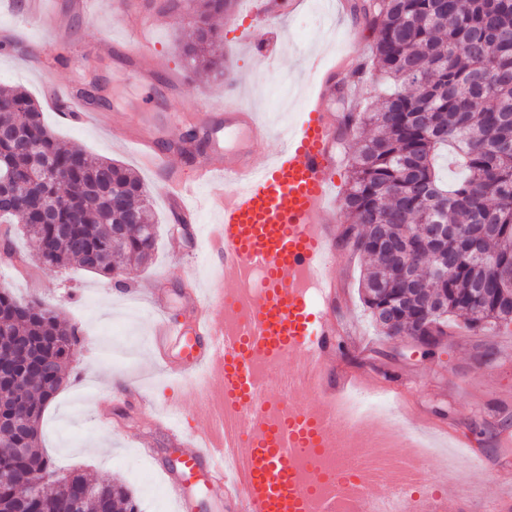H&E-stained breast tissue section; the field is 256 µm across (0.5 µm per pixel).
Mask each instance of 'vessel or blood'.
<instances>
[{
    "mask_svg": "<svg viewBox=\"0 0 512 512\" xmlns=\"http://www.w3.org/2000/svg\"><path fill=\"white\" fill-rule=\"evenodd\" d=\"M90 0H72L69 11L48 13L43 0H28L23 21H38L55 30L67 27L75 13L88 12ZM250 17L271 33L281 27L271 0H250ZM166 15L146 0H128L123 26L139 47L125 52L119 44L103 42L90 51H73L70 64L87 57L114 56L127 70H138L147 52L149 29L164 26ZM355 66L354 58L318 65L313 95L302 125L289 132L285 145L265 163L254 160L269 137L266 125L239 100L242 79L232 61L224 63V103L208 114L203 127L215 132L243 130L242 147L224 149L213 142L196 164V178L186 181L169 165L167 155L153 149L152 129L145 124L128 130L127 141L141 145L142 162L164 173L167 199L185 223L197 226L198 213L187 202L195 188L207 191V201L220 217L210 236L211 255L219 269L210 293L195 289L188 296L190 324L165 320L151 340L154 354L169 372L204 387L219 386V408L200 410V433L179 443V473H166L169 496L178 512H192L186 481L202 473L221 512H336V501L351 498L353 512H366L383 498L381 486L363 481L323 492L319 471L299 476L300 458L333 459L345 466L340 451L348 434L335 413L358 386L373 385L405 398L414 380L391 377L367 368L341 369L350 331L338 315L342 294L328 272L329 257L341 236L336 222L331 173L336 167L340 126L325 108L343 88ZM45 96L65 118L108 127L111 114L94 108L75 86L46 84ZM256 273L246 283L247 273ZM253 290L246 303L245 326L224 325L225 302H238L237 291ZM289 364L291 386L306 390L303 404H284L272 384L259 380L257 369ZM240 462L239 475L224 470L225 455ZM458 488L440 492L422 487L408 496L404 512H446L449 499H461ZM494 512H512V477H499L488 488Z\"/></svg>",
    "mask_w": 512,
    "mask_h": 512,
    "instance_id": "1",
    "label": "vessel or blood"
}]
</instances>
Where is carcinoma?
<instances>
[{
	"mask_svg": "<svg viewBox=\"0 0 512 512\" xmlns=\"http://www.w3.org/2000/svg\"><path fill=\"white\" fill-rule=\"evenodd\" d=\"M228 0H194L193 36L179 43L189 74L224 76V37L212 19ZM377 39L372 70L393 88L347 127L357 142L344 197L345 240L369 265L361 300L378 335L433 350L458 328L512 326V0H356ZM0 176L28 186L22 220L49 271L76 263L113 274L149 263L156 247L141 180L110 159L65 146L40 106L0 91ZM451 149L465 169L451 186L437 168ZM53 162L59 171L30 183ZM122 235L114 237V229ZM21 341L0 380V512H139L124 487L64 475L40 450L42 414L81 344L57 308L0 288V347Z\"/></svg>",
	"mask_w": 512,
	"mask_h": 512,
	"instance_id": "1",
	"label": "carcinoma"
}]
</instances>
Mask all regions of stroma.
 <instances>
[{
  "mask_svg": "<svg viewBox=\"0 0 512 512\" xmlns=\"http://www.w3.org/2000/svg\"><path fill=\"white\" fill-rule=\"evenodd\" d=\"M121 2L104 0L98 12L75 18L70 45L88 49L105 40L125 41ZM192 35L191 25L178 13L170 14L167 25L151 32L155 55L144 58L142 66L151 68L159 57L168 72L167 78L152 82L133 72L121 73L112 57L98 58L90 73L104 86L109 109L133 121L150 113L167 142L179 141L196 114L217 111L224 99L223 79L188 77L177 55L178 42ZM265 36V30L256 26L239 32L228 28L224 44L233 51L238 71L246 79L244 104L271 127L267 151L272 154L287 132L304 120L305 101L316 79L309 56L334 60L352 54L367 61L377 34L355 18L344 0H304L298 9L284 14L279 67H266L251 50V42ZM72 80L65 64L46 66L14 52L0 53L1 88L24 89L38 101L43 83ZM42 119L63 144L119 161L140 177L151 196L158 244L152 261L139 268L121 290L111 278L74 266L45 270L37 258L36 243L21 234L19 224L10 225L19 260L0 263V287L11 289L18 298L36 297L59 307L62 317L83 334L62 386L45 407L40 446L62 473L74 471L124 484L136 498L139 512H174L162 471L171 467L178 453L165 432L123 401L117 389L135 384L155 406L178 403L184 432L197 430L205 394L189 382H175L153 359L150 333L156 314L145 291H161L168 318L185 321L184 288L211 274L207 239L202 236L191 242L171 233L174 219L164 196V176L144 167L134 146L112 141L89 125L62 122L48 109L43 110ZM365 265L361 254L343 244L329 265L331 273L341 278L347 296L341 314L366 350L358 365L417 378L418 408L446 423L465 442L454 451L459 462L458 487L468 491L491 483L502 469L512 470V446L498 442L501 434H512V334L468 331L432 353L406 338H378L360 301L359 280ZM149 448L154 449V457L146 456ZM472 451L486 457L487 466L471 462Z\"/></svg>",
  "mask_w": 512,
  "mask_h": 512,
  "instance_id": "35a3bbf8",
  "label": "stroma"
}]
</instances>
